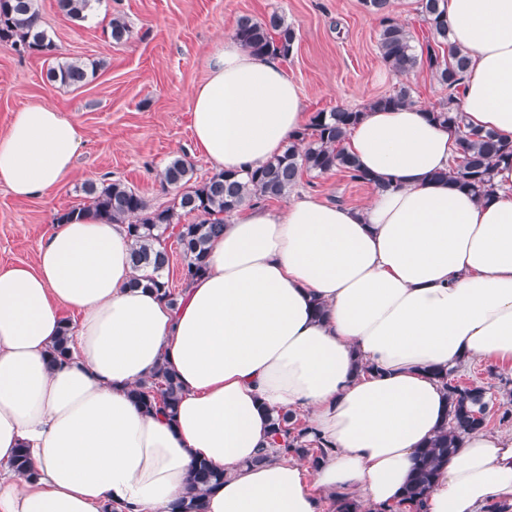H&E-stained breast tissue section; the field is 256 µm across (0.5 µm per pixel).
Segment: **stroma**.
<instances>
[{
	"instance_id": "35a3bbf8",
	"label": "stroma",
	"mask_w": 512,
	"mask_h": 512,
	"mask_svg": "<svg viewBox=\"0 0 512 512\" xmlns=\"http://www.w3.org/2000/svg\"><path fill=\"white\" fill-rule=\"evenodd\" d=\"M39 10L56 55H21L0 43V135L18 108L43 103L76 124L83 142L71 174L49 195L19 200L0 185V269L35 263L55 215L86 204L87 181H122L151 206L164 207L178 194L159 178L171 158L185 157L197 178L212 175L194 144L189 95L207 78L209 48L233 35L240 17L262 20L275 12L294 27L297 39L282 66L300 87L308 112L359 108L402 84L429 108L448 99L447 88L429 70L402 77L383 62L379 21L361 0H98L84 20L60 11L56 0H39ZM115 13L130 28L120 41L108 27ZM58 57L99 59L104 66L91 83L64 87L46 79ZM300 189L350 206L366 204L372 194L369 185L339 172ZM451 378L487 389V427L500 429L499 410L512 405V368L474 360L454 369Z\"/></svg>"
}]
</instances>
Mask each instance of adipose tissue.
I'll return each mask as SVG.
<instances>
[{
    "label": "adipose tissue",
    "mask_w": 512,
    "mask_h": 512,
    "mask_svg": "<svg viewBox=\"0 0 512 512\" xmlns=\"http://www.w3.org/2000/svg\"><path fill=\"white\" fill-rule=\"evenodd\" d=\"M469 66L471 126L512 141V0H444ZM197 150L243 173L280 154L309 115L278 57L235 38L208 56L189 98ZM423 105L366 110L347 150L374 178L351 207L294 194L245 206L212 239L205 272L168 304L131 287L127 227L55 225L35 264L0 271V512H170L196 461L224 474L206 512H322L324 496L396 512L416 453L449 410L433 371L474 359L512 366V165L477 199L435 180L456 148ZM82 135L51 106L18 110L0 136V185L46 196ZM74 355L51 364L67 315ZM166 365L174 418L129 395ZM296 409L329 448L310 468L270 444ZM28 448L36 475L17 476ZM512 505V430L466 435L421 512Z\"/></svg>",
    "instance_id": "ef3b65f1"
}]
</instances>
